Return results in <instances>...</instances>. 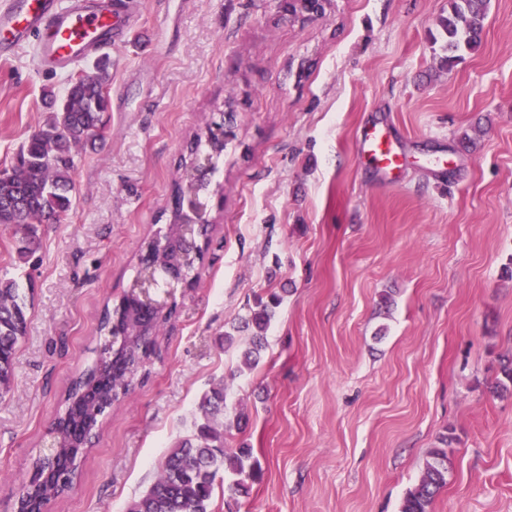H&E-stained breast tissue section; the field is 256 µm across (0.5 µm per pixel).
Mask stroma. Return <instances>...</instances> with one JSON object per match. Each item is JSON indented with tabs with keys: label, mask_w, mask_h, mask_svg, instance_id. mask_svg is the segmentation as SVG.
Masks as SVG:
<instances>
[{
	"label": "stroma",
	"mask_w": 512,
	"mask_h": 512,
	"mask_svg": "<svg viewBox=\"0 0 512 512\" xmlns=\"http://www.w3.org/2000/svg\"><path fill=\"white\" fill-rule=\"evenodd\" d=\"M447 12L448 0H328L316 18L278 0H138L108 52L105 137L77 147L74 207L43 225L35 270L0 226V278L32 287L0 398V512L96 358L139 244L169 223L187 144L229 107L199 276L50 512H127L219 382L224 445L250 448L261 476L212 512H400L446 436L452 468L431 512H512V385L490 391L512 358V0H489L480 47L451 69ZM33 57L28 45L0 61V168L43 125L46 94L94 72ZM376 119L399 131L391 184L355 147ZM273 292L250 368L237 324Z\"/></svg>",
	"instance_id": "35a3bbf8"
}]
</instances>
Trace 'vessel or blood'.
<instances>
[{"mask_svg":"<svg viewBox=\"0 0 512 512\" xmlns=\"http://www.w3.org/2000/svg\"><path fill=\"white\" fill-rule=\"evenodd\" d=\"M136 14L134 0H0V60L36 47L35 65L67 71L96 52L123 43ZM360 153L384 176L401 166L395 129L371 122L357 133Z\"/></svg>","mask_w":512,"mask_h":512,"instance_id":"vessel-or-blood-1","label":"vessel or blood"}]
</instances>
